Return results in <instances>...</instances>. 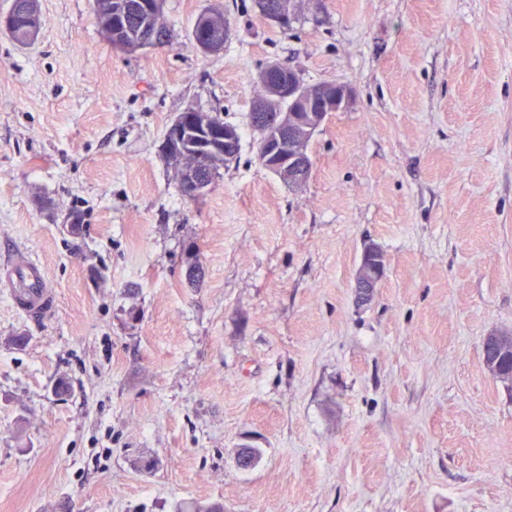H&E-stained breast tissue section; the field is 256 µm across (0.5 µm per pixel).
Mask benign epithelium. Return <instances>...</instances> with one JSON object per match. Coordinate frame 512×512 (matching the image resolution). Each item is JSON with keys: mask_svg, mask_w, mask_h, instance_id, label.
Segmentation results:
<instances>
[{"mask_svg": "<svg viewBox=\"0 0 512 512\" xmlns=\"http://www.w3.org/2000/svg\"><path fill=\"white\" fill-rule=\"evenodd\" d=\"M262 15L272 24L290 29L298 19L299 13L289 0L264 2ZM103 32L112 43L125 51L136 52L159 47L156 39L146 35H130L123 31L120 24L112 22V26L103 28ZM230 37V30L213 29L208 19L203 18L197 26L194 44L204 54L215 53L224 48ZM257 81L265 88L263 97L257 99L252 106L253 116L258 118L262 113L281 106H288V111L277 114L279 130L275 138L265 142L261 151V161L266 169L278 176L291 187H301L311 169L308 154V143L315 131L331 112L345 109L350 100V89L341 83L306 85L301 74L294 68H285L272 62L257 75ZM213 114L200 107L185 109L169 126L165 144L167 149H180L185 140L184 125L203 127L204 138L195 142L192 148L199 161L200 170L190 179L184 181L181 190L187 200L205 193L208 185L203 171L208 169L212 156L219 151H229L236 143L238 130L231 124L217 126L211 123ZM384 269L370 263H361L355 277L357 298L361 302L368 301L374 288L381 280Z\"/></svg>", "mask_w": 512, "mask_h": 512, "instance_id": "1", "label": "benign epithelium"}]
</instances>
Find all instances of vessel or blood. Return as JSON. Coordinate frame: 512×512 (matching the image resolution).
Segmentation results:
<instances>
[{
	"label": "vessel or blood",
	"mask_w": 512,
	"mask_h": 512,
	"mask_svg": "<svg viewBox=\"0 0 512 512\" xmlns=\"http://www.w3.org/2000/svg\"><path fill=\"white\" fill-rule=\"evenodd\" d=\"M0 293L19 311L33 317L49 311L55 302L43 266L21 247L0 262Z\"/></svg>",
	"instance_id": "1"
}]
</instances>
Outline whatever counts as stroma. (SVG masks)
<instances>
[{
	"instance_id": "35a3bbf8",
	"label": "stroma",
	"mask_w": 512,
	"mask_h": 512,
	"mask_svg": "<svg viewBox=\"0 0 512 512\" xmlns=\"http://www.w3.org/2000/svg\"><path fill=\"white\" fill-rule=\"evenodd\" d=\"M39 10L34 44L0 32V259L28 249L57 304L0 295V512H512V391L481 352L512 330V0H308L289 31L166 0L176 49L138 52L91 0ZM271 61L352 92L299 189L247 125ZM192 105L241 130L198 206L163 151ZM230 37V30L224 31L214 30L208 22L207 18L199 21L197 26V36L194 43L197 50L204 54L215 53L224 48V43ZM383 273V268L375 267L369 262L364 263V259L362 260L355 277V288L359 301L366 302L371 298Z\"/></svg>"
}]
</instances>
